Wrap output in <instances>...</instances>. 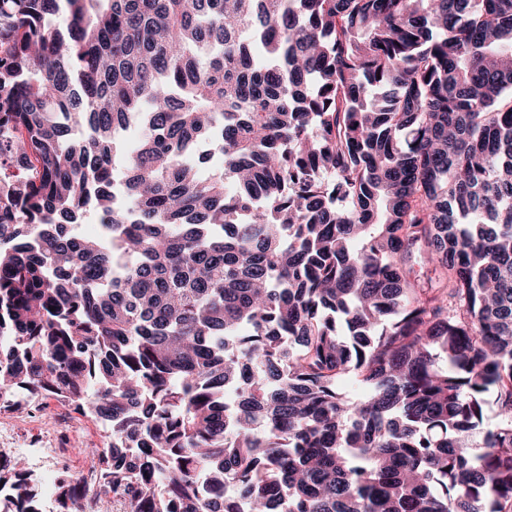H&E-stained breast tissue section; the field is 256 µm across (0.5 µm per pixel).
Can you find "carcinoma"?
Returning <instances> with one entry per match:
<instances>
[{
	"mask_svg": "<svg viewBox=\"0 0 512 512\" xmlns=\"http://www.w3.org/2000/svg\"><path fill=\"white\" fill-rule=\"evenodd\" d=\"M19 391L108 422L97 512H512V0H0Z\"/></svg>",
	"mask_w": 512,
	"mask_h": 512,
	"instance_id": "1",
	"label": "carcinoma"
}]
</instances>
